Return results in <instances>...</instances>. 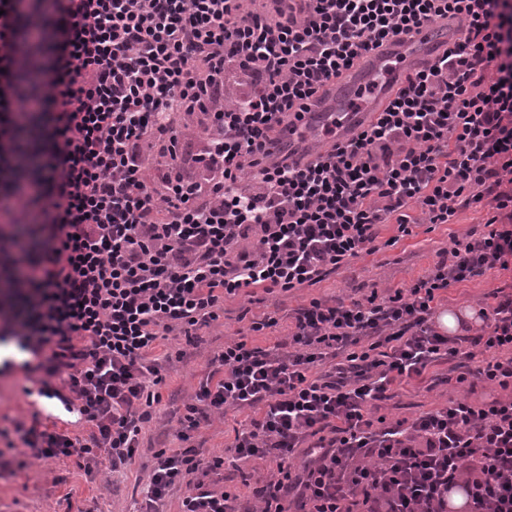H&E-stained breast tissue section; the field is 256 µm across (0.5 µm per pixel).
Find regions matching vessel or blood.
<instances>
[{"instance_id": "b4317fda", "label": "vessel or blood", "mask_w": 512, "mask_h": 512, "mask_svg": "<svg viewBox=\"0 0 512 512\" xmlns=\"http://www.w3.org/2000/svg\"><path fill=\"white\" fill-rule=\"evenodd\" d=\"M450 41L447 30L424 26L408 38L387 43L362 63L353 81L331 87L323 106L311 114V122L335 123L337 138L349 136L374 113L383 111L403 72L433 61ZM300 132V123L289 124L270 144V151L282 157L290 155Z\"/></svg>"}]
</instances>
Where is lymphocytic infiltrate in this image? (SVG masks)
I'll return each mask as SVG.
<instances>
[{
    "instance_id": "f902f5d3",
    "label": "lymphocytic infiltrate",
    "mask_w": 512,
    "mask_h": 512,
    "mask_svg": "<svg viewBox=\"0 0 512 512\" xmlns=\"http://www.w3.org/2000/svg\"><path fill=\"white\" fill-rule=\"evenodd\" d=\"M0 0V336L28 355L25 395L55 399L87 437L39 413L0 424V474L39 459L86 472L133 459L161 401L158 340L194 341L225 300L314 286L398 237L450 224L451 238L404 288L311 298L278 326L253 316L209 358L159 449L144 512L184 485L182 512H239L211 489L223 455L192 433L248 411L233 460L270 462L247 512H512V279L475 333L434 315L450 288L512 269V0ZM456 21L434 62L404 73L383 112L346 141L333 129L308 163L261 161L289 119L399 34ZM472 362L492 388L374 424L394 386Z\"/></svg>"
}]
</instances>
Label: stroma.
Here are the masks:
<instances>
[{
	"label": "stroma",
	"instance_id": "stroma-1",
	"mask_svg": "<svg viewBox=\"0 0 512 512\" xmlns=\"http://www.w3.org/2000/svg\"><path fill=\"white\" fill-rule=\"evenodd\" d=\"M485 220L483 210L465 209L458 215L456 224H439L429 232L416 227L414 235L374 255L362 256L315 287L290 296L268 295L260 309L278 317L279 326L269 335L255 337V344L273 348L288 331V313L310 298L358 299L375 288L408 286L434 264L439 250L450 247L453 230H464ZM246 305V300L240 297L226 300L222 325L202 330L196 343H187L182 336L160 342L156 355L180 348L184 357L167 363L164 368L162 402L156 416L144 426L132 462L120 471L103 470L92 476L71 459L32 460L28 473L0 478V512H140L146 497V469L154 461V452L161 448H181L178 419L184 403L208 371L207 356L221 352L225 341L236 338L243 329L238 316ZM447 372L444 364L428 370V377L438 380L431 389L418 381L397 387L394 397L380 408V415L389 419L410 418L448 397L466 393L475 402L488 398L489 388L480 385L472 391L467 385L446 382ZM245 417V412L228 409L223 421L195 433L192 445L208 454L225 452Z\"/></svg>",
	"mask_w": 512,
	"mask_h": 512
}]
</instances>
